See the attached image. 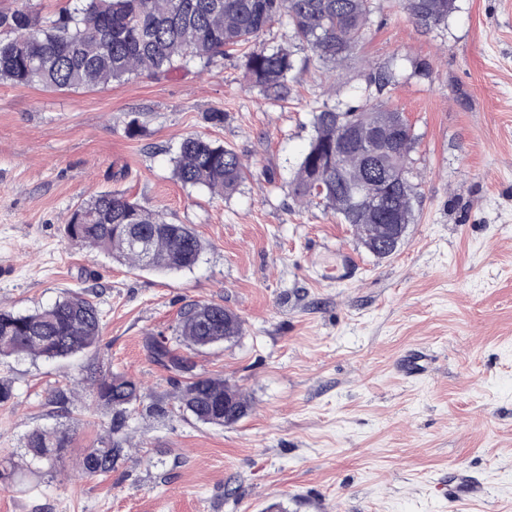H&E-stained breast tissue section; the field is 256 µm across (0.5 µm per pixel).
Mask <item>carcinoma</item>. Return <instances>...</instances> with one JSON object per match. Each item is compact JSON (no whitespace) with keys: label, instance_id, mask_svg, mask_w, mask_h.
<instances>
[{"label":"carcinoma","instance_id":"obj_1","mask_svg":"<svg viewBox=\"0 0 512 512\" xmlns=\"http://www.w3.org/2000/svg\"><path fill=\"white\" fill-rule=\"evenodd\" d=\"M412 22L425 30L448 23L458 10L457 0H400ZM373 0H77L76 5L46 23L37 15L14 10L0 13V81L49 89L80 90L122 82L131 75L167 74L177 64L205 67L218 56L250 47L243 65L250 87L266 99L288 100L289 81L298 67L294 52L285 46L253 48L251 44L282 18H288V40L306 47L311 57L334 72L353 57L371 25ZM402 72L395 66L371 69L365 77L360 105L327 103L312 112L314 134L292 180V192L302 204L316 203L342 224L354 225L364 242L378 215L370 205L351 195L382 193L381 212L398 211L404 222L414 221L417 187L412 176L388 193L384 179L369 168L365 148L351 142L336 158V138L346 130L345 116L359 129L375 123L392 143L390 167L410 155L416 136L412 128L395 136L398 111L381 101ZM173 170L185 186L202 187L229 197L246 179V165L232 148L198 136L184 138L173 158ZM148 240L151 269L168 272L192 268L204 250L200 237L184 224H170L156 210L135 200L100 192L78 205L65 225L66 236L91 250L106 253L142 268L139 253L127 242L126 231ZM101 311L82 293L66 292L52 305L31 313L0 312V359L57 360L97 346ZM243 335V322L234 312L214 302H195L180 310L174 339L159 336L151 343L154 358L186 377L176 393L180 408L195 420L229 427L252 410L244 394L224 379L193 373L188 358L171 342H185L198 350L230 342ZM97 398L112 409V432L125 428L131 407L143 402L141 384L126 375L97 380ZM240 410L224 414V400ZM68 432L60 427L35 429L25 447L36 459L50 460L69 447ZM127 437L101 442L80 462L83 473L94 476L112 471L122 456Z\"/></svg>","mask_w":512,"mask_h":512}]
</instances>
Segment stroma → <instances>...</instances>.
I'll list each match as a JSON object with an SVG mask.
<instances>
[{
	"label": "stroma",
	"mask_w": 512,
	"mask_h": 512,
	"mask_svg": "<svg viewBox=\"0 0 512 512\" xmlns=\"http://www.w3.org/2000/svg\"><path fill=\"white\" fill-rule=\"evenodd\" d=\"M446 26L416 27L397 0H375L349 69L328 80L308 52L288 102L251 89L240 54L210 67L77 91L0 83V310L28 313L84 292L102 314L97 347L61 361L0 360V512H512V0H457ZM418 67L387 94L418 141L420 185L398 251L378 259L355 227L289 187L312 135V108L360 103L369 69ZM224 115L214 124L209 113ZM140 131L129 135L130 121ZM234 148L240 190L214 198L173 176L183 138ZM115 191L186 224L204 243L192 269L129 267L68 241L73 209ZM194 301L244 320L239 339L180 348L196 372L252 400L213 427L179 411L175 373L149 343ZM426 354L422 375L397 360ZM140 381L132 446L111 472L76 465L107 439L112 410L94 377ZM69 399L67 415L50 403ZM67 425L55 465L32 461L36 428ZM468 467L474 501L448 500ZM450 471L451 473L448 476L449 502L472 500L482 496L483 488L470 478L465 467L461 465L454 466Z\"/></svg>",
	"instance_id": "stroma-1"
}]
</instances>
